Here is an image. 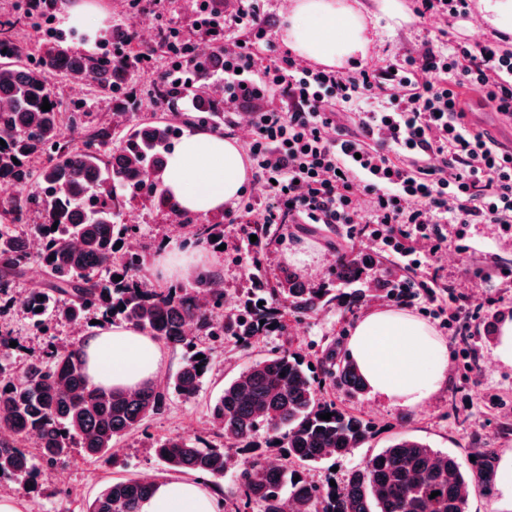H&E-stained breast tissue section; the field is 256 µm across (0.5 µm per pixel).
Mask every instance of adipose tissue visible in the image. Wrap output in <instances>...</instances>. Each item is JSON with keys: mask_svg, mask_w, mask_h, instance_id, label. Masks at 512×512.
Listing matches in <instances>:
<instances>
[{"mask_svg": "<svg viewBox=\"0 0 512 512\" xmlns=\"http://www.w3.org/2000/svg\"><path fill=\"white\" fill-rule=\"evenodd\" d=\"M283 40L298 56L339 66L366 56L372 33L356 0H292ZM249 171L237 141L196 128L166 158L163 189L178 213L204 217L237 201ZM90 384L134 390L165 367L160 343L128 324L91 328L82 338ZM348 355L375 397L405 409L424 404L446 380L448 348L433 328L408 311L378 308L360 318ZM222 496L194 475L155 485L144 512H220Z\"/></svg>", "mask_w": 512, "mask_h": 512, "instance_id": "ef3b65f1", "label": "adipose tissue"}]
</instances>
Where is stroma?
I'll return each mask as SVG.
<instances>
[{
	"instance_id": "1",
	"label": "stroma",
	"mask_w": 512,
	"mask_h": 512,
	"mask_svg": "<svg viewBox=\"0 0 512 512\" xmlns=\"http://www.w3.org/2000/svg\"><path fill=\"white\" fill-rule=\"evenodd\" d=\"M107 11L106 28L116 25L133 27L139 34L130 53L149 51L150 62L131 75L136 107L126 116L127 124L142 121H168L172 114L147 95L149 86L167 67V58L156 37L159 26L176 21L183 32L193 29L189 0H101ZM373 12L374 42L365 59L366 65H382L417 55L441 38L449 42H481L490 33L479 11L469 16L411 18L396 25L379 16L376 0H360ZM125 223L137 225V249L141 266L138 275L155 287L165 288L169 279L152 274L153 260L167 247L181 245L183 237L173 231L181 219L170 210L153 205L143 195L126 198L122 208ZM280 240L251 243L246 227H224L226 247L219 257L216 272L222 281L227 307L247 296L251 283L247 268L255 253L265 254L263 270L268 282H276L291 269L289 253L306 246L317 250L312 265L300 267V274L317 287L330 286L338 256L346 252L342 229L320 224L280 225ZM463 252L448 249L439 254L422 250V274L434 279L437 295L451 310L470 311L481 307L476 321H460L437 328V335L448 347V372L445 384L422 406L407 410L379 400L370 393L353 395L330 380H323L320 394L337 407L368 419L374 434L364 448L351 457L329 459L310 466L309 477L316 482H342L348 469L365 456L387 447L402 436L419 438L432 448L458 456L470 465L481 449L492 448L498 459L512 456V368L493 358L497 325L512 316V279L504 277L501 267H512V231L498 224H470L462 241ZM383 292L368 291L358 305H331L312 315L288 314L281 329L257 336L243 343L225 337L214 349V362L195 399L172 397L168 407L151 418L147 435L133 434L118 440L102 458L90 460L72 453L64 462L44 468L39 492L27 495V512H85L92 499L113 481L126 477L152 476L164 479L163 465L146 447L147 436H191L215 446L224 441L209 423V406L218 397L226 381L252 362L270 354L288 352L311 359L314 351L328 343L346 348L349 330L366 312L390 307ZM9 331L14 347L0 358V367L18 371L34 355L44 354L47 345L63 349L78 345L83 331L66 322L57 323L51 336H43L27 323L7 314L0 317V332Z\"/></svg>"
}]
</instances>
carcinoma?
<instances>
[{
  "label": "carcinoma",
  "mask_w": 512,
  "mask_h": 512,
  "mask_svg": "<svg viewBox=\"0 0 512 512\" xmlns=\"http://www.w3.org/2000/svg\"><path fill=\"white\" fill-rule=\"evenodd\" d=\"M31 17L0 20V182L15 194L0 198V310L17 314L45 334L65 320L78 326L89 315L116 318L186 351L173 382L174 392L195 397L212 367V344L232 336L246 342L279 327L275 315L315 314L333 302L366 297L359 288L372 254L343 253L336 280L351 288H313L286 271L275 286L261 275L262 261L252 258L255 288L239 308L224 315V289L206 271L194 276V287L154 288L136 277L141 255L119 252L121 238L135 236V227L121 223L122 197L146 185L151 201L174 209L161 190L166 154L179 128L171 123L120 126L89 111L86 102L69 111L57 99L52 78L88 84L112 115H125L129 98L122 95L132 68L147 62L139 55L114 63L97 51L72 52L55 38L31 51L19 29ZM6 53H1V50ZM224 68V50L207 53L203 69L194 72L189 96L194 110L221 119L216 78ZM51 109H41L43 101ZM76 133L80 144L64 138ZM31 223L41 240L38 253L18 248V224ZM191 225L194 244H224V213ZM57 229H52V226ZM38 263L47 282L25 293L20 307L10 296L27 266ZM121 280L116 281L114 277ZM80 348L51 350L28 360L14 375L0 371V482H18L24 491L36 486L41 465L53 466L79 446L86 458L105 454L114 442L140 432L152 454L172 471H190L210 482L232 472L235 488L224 494V512H467L476 488L493 483L497 454L484 449L469 467L457 456L438 451L409 436L366 456L336 487L316 483L303 464L343 458L364 447L372 426L364 418L319 397V382L329 379L360 394L366 385L346 356L327 347L316 363L289 353L262 358L224 383L210 410V421L224 438L223 448H202L191 438H155L147 422L167 406L156 385L135 391L91 385ZM329 413L331 419L319 415ZM264 432V441L256 439ZM38 435L36 453L24 449L29 433ZM281 448L279 464H268V448ZM299 480H294V477ZM149 478L116 481L88 504L86 512H141L152 492ZM440 495L430 498L431 493Z\"/></svg>",
  "instance_id": "1"
}]
</instances>
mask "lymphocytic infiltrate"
Listing matches in <instances>:
<instances>
[{"label":"lymphocytic infiltrate","mask_w":512,"mask_h":512,"mask_svg":"<svg viewBox=\"0 0 512 512\" xmlns=\"http://www.w3.org/2000/svg\"><path fill=\"white\" fill-rule=\"evenodd\" d=\"M194 3L200 43H224L225 126L238 125V104L252 107L243 149L266 223L337 224L350 241L372 240L408 271L382 283L396 302L435 299L414 277V241L436 253L467 224L512 229V154L464 122L458 97L466 87L511 114V50L458 42L342 71L271 55L276 22L258 0H237L230 14L220 0ZM356 102L368 108L354 127L338 124Z\"/></svg>","instance_id":"obj_1"}]
</instances>
